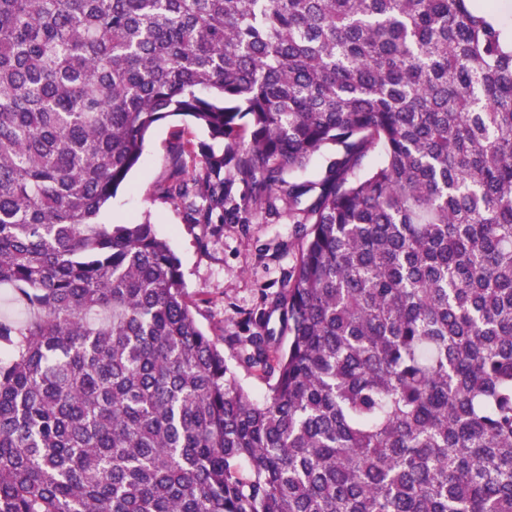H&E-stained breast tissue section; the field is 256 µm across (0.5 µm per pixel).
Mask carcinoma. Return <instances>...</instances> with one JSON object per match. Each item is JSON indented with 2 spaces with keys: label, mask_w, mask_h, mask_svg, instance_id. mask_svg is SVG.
<instances>
[{
  "label": "carcinoma",
  "mask_w": 512,
  "mask_h": 512,
  "mask_svg": "<svg viewBox=\"0 0 512 512\" xmlns=\"http://www.w3.org/2000/svg\"><path fill=\"white\" fill-rule=\"evenodd\" d=\"M175 115L190 223L302 216L247 336L99 221ZM2 285L0 512H512V39L474 0H0Z\"/></svg>",
  "instance_id": "carcinoma-1"
}]
</instances>
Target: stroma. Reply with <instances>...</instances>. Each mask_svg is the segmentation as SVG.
<instances>
[{
  "label": "stroma",
  "instance_id": "stroma-1",
  "mask_svg": "<svg viewBox=\"0 0 512 512\" xmlns=\"http://www.w3.org/2000/svg\"><path fill=\"white\" fill-rule=\"evenodd\" d=\"M183 137L197 143L205 135L195 127H183L176 118L154 125L127 188L112 199L101 220L151 221L181 261L187 295L204 330L216 337L245 336L252 330L245 313L260 310L266 295L282 288L296 263L297 227L289 223L284 201L278 204V215L261 223L228 219L207 228L189 223L184 209L156 194L176 173L175 157Z\"/></svg>",
  "mask_w": 512,
  "mask_h": 512
}]
</instances>
